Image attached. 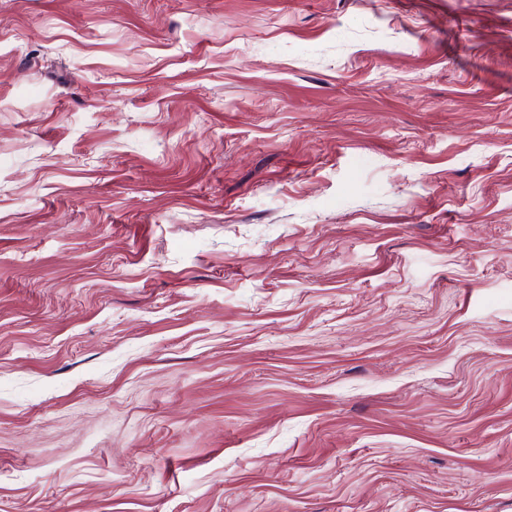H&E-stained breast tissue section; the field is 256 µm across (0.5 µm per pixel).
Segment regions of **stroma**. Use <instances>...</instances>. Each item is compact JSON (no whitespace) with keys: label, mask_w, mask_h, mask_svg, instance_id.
I'll return each instance as SVG.
<instances>
[{"label":"stroma","mask_w":512,"mask_h":512,"mask_svg":"<svg viewBox=\"0 0 512 512\" xmlns=\"http://www.w3.org/2000/svg\"><path fill=\"white\" fill-rule=\"evenodd\" d=\"M0 512H512V0H0Z\"/></svg>","instance_id":"1"}]
</instances>
